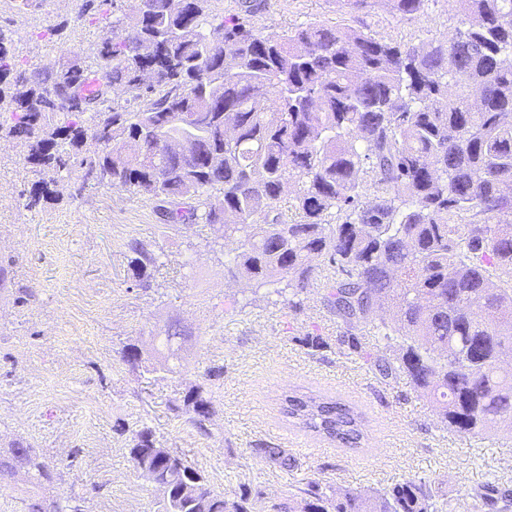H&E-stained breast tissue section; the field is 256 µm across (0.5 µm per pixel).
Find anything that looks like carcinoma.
I'll list each match as a JSON object with an SVG mask.
<instances>
[{
  "label": "carcinoma",
  "instance_id": "obj_1",
  "mask_svg": "<svg viewBox=\"0 0 512 512\" xmlns=\"http://www.w3.org/2000/svg\"><path fill=\"white\" fill-rule=\"evenodd\" d=\"M116 0H99L105 36L88 60L41 73L0 35V133L28 144L41 179L26 206L60 197L73 166L80 188L123 186L179 207L173 224L230 225L224 265L255 288L285 284L298 313L327 275L324 306L345 326L340 345L386 384L405 380L429 400L438 424L463 435L512 432V0H457L461 39L388 42L352 26L309 25L265 34L250 19L207 13L208 0H167L127 25ZM428 0H337L341 9H385L412 19ZM153 48L156 81L137 84ZM127 89L119 105L112 89ZM233 136L226 137L227 129ZM189 143L175 152L165 143ZM290 194L287 219L277 208ZM192 200L185 208L181 201ZM134 275L156 257L129 243ZM388 318L373 324L376 313ZM376 329L377 341L359 331ZM122 361L155 379L166 363ZM286 417L351 450L365 441L350 404L287 395ZM182 412L210 435L215 410L204 385ZM284 471L286 448L255 449ZM137 472L165 487L159 512H254L229 499L152 430L129 448ZM24 472L52 479L31 445L0 450V481ZM27 512H65L38 498ZM267 512H441L432 483L407 478L381 492L311 479Z\"/></svg>",
  "mask_w": 512,
  "mask_h": 512
}]
</instances>
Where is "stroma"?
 Returning <instances> with one entry per match:
<instances>
[{
  "mask_svg": "<svg viewBox=\"0 0 512 512\" xmlns=\"http://www.w3.org/2000/svg\"><path fill=\"white\" fill-rule=\"evenodd\" d=\"M250 2L267 33L347 23L428 41L447 39L459 23L448 0H428L413 20L383 11L346 15L336 0ZM78 8L77 0H50L22 14L0 0V32L31 68L82 60L104 25L94 12L78 16ZM49 24L58 35H42ZM26 156L22 141L0 138V448L29 444L54 474L40 486L23 473L0 482V512H25L37 496L77 501L84 512H157L159 494L128 454L145 427L186 453L216 490L230 496L250 486L257 512L309 478L384 490L411 476L434 482L444 512H512V435L448 431L408 385L379 383L335 347L341 328L321 291L291 312L273 289L225 277L223 231L201 220L171 229L151 201L122 187L84 189L74 175L58 200L27 208L39 174ZM133 238L158 259L146 284L130 271ZM171 319L193 336L164 380L121 361L128 344L148 357L161 352ZM315 329L328 346L310 351L300 340ZM212 366L223 367V376L203 381ZM202 381L216 411L207 436L171 409ZM293 390L355 406L366 450L336 447L289 422L280 401ZM266 445L288 448L296 468L271 467L257 453Z\"/></svg>",
  "mask_w": 512,
  "mask_h": 512,
  "instance_id": "1",
  "label": "stroma"
}]
</instances>
